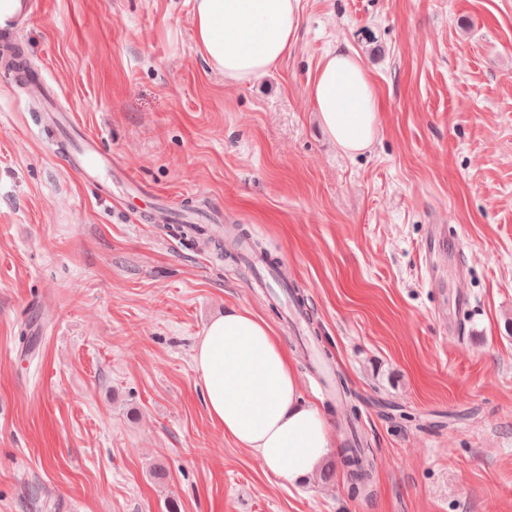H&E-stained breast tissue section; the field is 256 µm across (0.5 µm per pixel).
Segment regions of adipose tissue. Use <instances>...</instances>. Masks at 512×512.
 Masks as SVG:
<instances>
[{
  "label": "adipose tissue",
  "instance_id": "ef3b65f1",
  "mask_svg": "<svg viewBox=\"0 0 512 512\" xmlns=\"http://www.w3.org/2000/svg\"><path fill=\"white\" fill-rule=\"evenodd\" d=\"M196 44L226 82L274 70L297 38L299 0H194ZM309 97L338 150H367L381 133L378 91L359 56L346 48L319 62ZM207 413L224 434L253 452L280 485L308 479L327 458L332 433L303 400L292 361L262 317L232 310L205 328L193 354Z\"/></svg>",
  "mask_w": 512,
  "mask_h": 512
}]
</instances>
